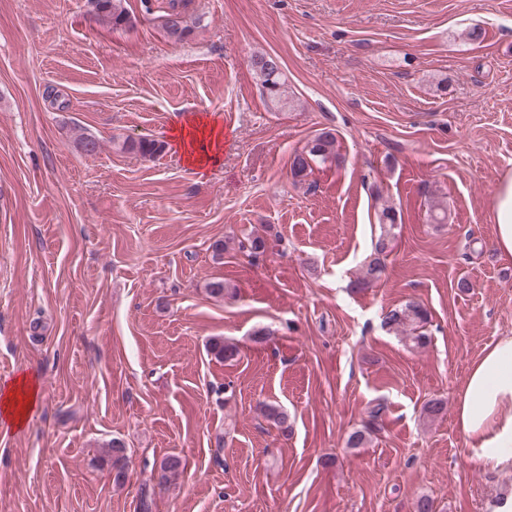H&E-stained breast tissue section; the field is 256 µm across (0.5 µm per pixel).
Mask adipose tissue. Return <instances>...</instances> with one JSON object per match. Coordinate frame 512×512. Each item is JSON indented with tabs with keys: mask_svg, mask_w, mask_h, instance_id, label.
<instances>
[{
	"mask_svg": "<svg viewBox=\"0 0 512 512\" xmlns=\"http://www.w3.org/2000/svg\"><path fill=\"white\" fill-rule=\"evenodd\" d=\"M170 141L190 167L203 170L221 160L224 127L217 118L192 116L174 124ZM495 245L512 255V175L493 192ZM38 397L31 374L17 377L0 391V419L22 427ZM458 423L480 457L496 469L512 468V336H502L474 361L456 398Z\"/></svg>",
	"mask_w": 512,
	"mask_h": 512,
	"instance_id": "1",
	"label": "adipose tissue"
}]
</instances>
